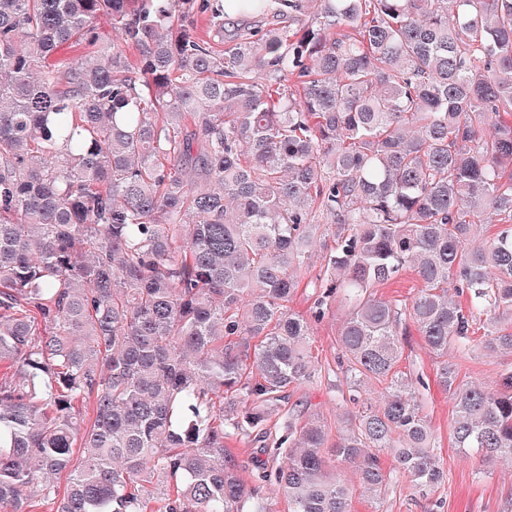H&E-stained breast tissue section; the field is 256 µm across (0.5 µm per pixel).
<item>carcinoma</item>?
Wrapping results in <instances>:
<instances>
[{"label":"carcinoma","instance_id":"cac0c4a2","mask_svg":"<svg viewBox=\"0 0 512 512\" xmlns=\"http://www.w3.org/2000/svg\"><path fill=\"white\" fill-rule=\"evenodd\" d=\"M243 6L288 24L227 34L223 0H0L8 512H272L268 483L288 512H350L338 464L376 502L402 479L430 491L444 469L429 383L397 370L404 316L440 358L454 447L512 458V368L489 389L448 359L512 354V0ZM199 15L227 47L194 36ZM408 268L410 302L379 293ZM338 306L358 410L271 429ZM238 437L282 462L245 481Z\"/></svg>","mask_w":512,"mask_h":512}]
</instances>
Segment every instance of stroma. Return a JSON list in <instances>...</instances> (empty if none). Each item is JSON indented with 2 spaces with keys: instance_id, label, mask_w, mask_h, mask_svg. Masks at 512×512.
I'll list each match as a JSON object with an SVG mask.
<instances>
[{
  "instance_id": "stroma-1",
  "label": "stroma",
  "mask_w": 512,
  "mask_h": 512,
  "mask_svg": "<svg viewBox=\"0 0 512 512\" xmlns=\"http://www.w3.org/2000/svg\"><path fill=\"white\" fill-rule=\"evenodd\" d=\"M400 338L403 347L402 371L422 374L431 387L423 398L424 413L440 443L439 453L445 480L428 493H420L408 483L391 486L378 507H371L361 496L353 498V512H512V463L490 466L476 454H465L450 440L451 405L448 396L435 386L437 359L410 321H403ZM512 367V355L471 352L460 362V376L469 382L493 385L499 373ZM346 383L338 372L323 375L320 382L287 392L285 402L271 412V426H281L290 409L312 406L328 422L336 420V406L347 394Z\"/></svg>"
}]
</instances>
